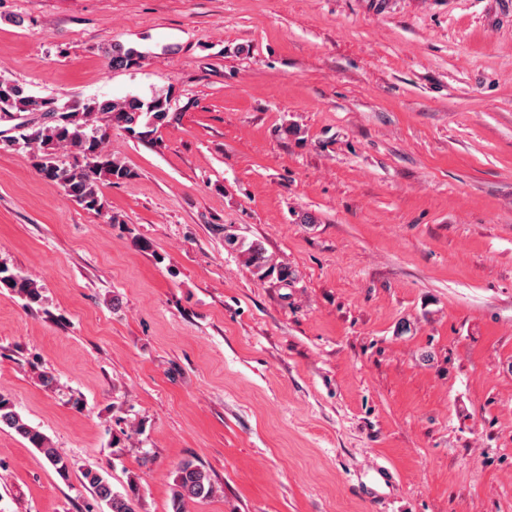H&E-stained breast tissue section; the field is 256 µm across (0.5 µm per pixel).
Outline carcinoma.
<instances>
[{"label":"carcinoma","mask_w":512,"mask_h":512,"mask_svg":"<svg viewBox=\"0 0 512 512\" xmlns=\"http://www.w3.org/2000/svg\"><path fill=\"white\" fill-rule=\"evenodd\" d=\"M141 53L134 48H114L108 55L112 68H131L139 63ZM170 99L156 94L147 100L130 98L123 101L92 98L60 104L54 98L30 94L12 80L0 77V114L11 117L21 113H38L44 122L39 126L20 123L19 136L13 139L33 149L34 166L46 180L61 190L82 208L102 212L105 207L101 182H119L132 177V171L112 159L105 150L111 127L116 126L134 134L140 126L150 127L162 122L169 112ZM65 149L71 155L67 164L60 162L57 151ZM230 245L246 247L248 263L261 277L271 272L267 267L264 249L257 242L245 243L236 234L227 232ZM0 284L13 290L31 305L41 300L37 283L23 277L5 265H0ZM6 427L37 448L45 460L66 478L71 464L51 441L32 427L14 410L10 401L0 395V429ZM83 484L94 499L105 504L108 512H136L133 498L112 489L109 481L97 470L83 471ZM214 485L209 473L192 461L180 464L174 479L172 512H187V505L210 497Z\"/></svg>","instance_id":"cac0c4a2"}]
</instances>
